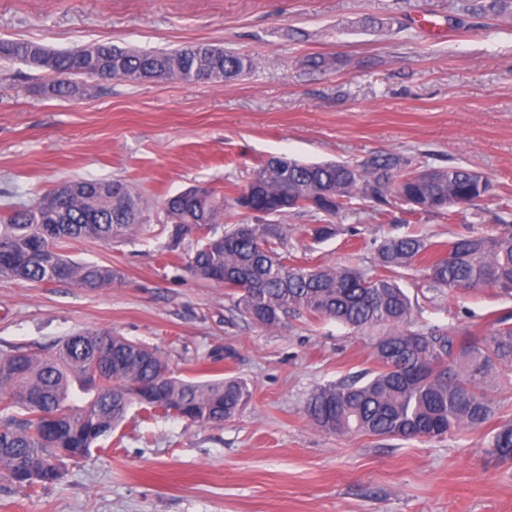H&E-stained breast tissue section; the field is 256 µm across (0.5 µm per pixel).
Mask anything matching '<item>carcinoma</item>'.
<instances>
[{
    "instance_id": "cac0c4a2",
    "label": "carcinoma",
    "mask_w": 512,
    "mask_h": 512,
    "mask_svg": "<svg viewBox=\"0 0 512 512\" xmlns=\"http://www.w3.org/2000/svg\"><path fill=\"white\" fill-rule=\"evenodd\" d=\"M467 11L512 15V0L470 4ZM0 60L47 72V93L64 99L89 94L85 78L220 83L254 66L246 55L206 43L153 52L94 43L59 52L0 40ZM495 192L491 180L471 169L400 154L311 164L281 155L261 161L234 197L197 185L166 198L163 210L174 239L195 241L192 274L224 285L232 310L252 324L272 330L308 315L375 337V370L311 394L306 415L315 427L338 436L441 438L478 427L494 413L489 380L512 375V315H501L480 335L416 329V304L393 272L420 263L429 291L491 287L512 296V226L457 237L444 249L422 236L390 237L378 245L376 270L369 273L294 264L285 250L286 225L251 219L310 213L321 217L312 235L326 239L336 234L330 218L344 210L369 204L378 212L393 197L415 212L447 215ZM147 210L142 194L123 179L62 181L35 204L0 214V278L108 287L120 277L117 270L74 261L67 248L73 240L110 244L133 236L143 230ZM228 210L241 219L224 232ZM77 396L85 403L76 412L56 415ZM251 398L239 378L177 377L159 349L112 330L76 333L45 353L16 348L0 355V412L8 413L0 425V472L13 480L21 470L43 467L44 478L28 484L35 489L56 482L67 461L86 456L132 407L210 425L233 419ZM489 448L512 460V423L496 428Z\"/></svg>"
}]
</instances>
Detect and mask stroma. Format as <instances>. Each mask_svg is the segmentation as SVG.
I'll return each instance as SVG.
<instances>
[{"instance_id":"stroma-1","label":"stroma","mask_w":512,"mask_h":512,"mask_svg":"<svg viewBox=\"0 0 512 512\" xmlns=\"http://www.w3.org/2000/svg\"><path fill=\"white\" fill-rule=\"evenodd\" d=\"M469 0H0V39L57 51L93 42L144 51L209 43L254 58L221 84L98 83L52 98L49 75L0 63V213L68 179H123L149 203L146 228L123 242H76L69 256L120 273L106 288L0 278V353L89 329L159 348L175 375L236 376L253 392L234 419L199 426L131 408L55 483L29 490L0 474V512H512V460L489 454L491 425L512 420V384L494 379L491 425L441 439L337 436L305 406L316 387L374 369L367 336L333 320L275 330L246 323L224 289L186 267L163 199L195 185L234 196L260 161H361L376 154L462 166L497 196L450 215L394 201L317 218L292 214L300 263H376L381 240L446 243L512 225V24L466 14ZM430 19L441 30L417 25ZM422 271L400 281L421 323L480 333L512 311L481 288L422 297Z\"/></svg>"}]
</instances>
